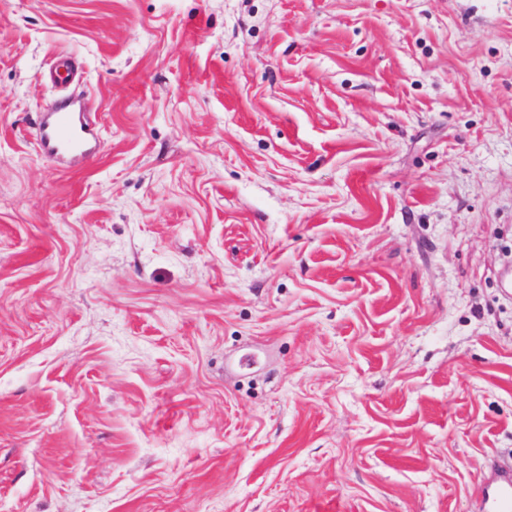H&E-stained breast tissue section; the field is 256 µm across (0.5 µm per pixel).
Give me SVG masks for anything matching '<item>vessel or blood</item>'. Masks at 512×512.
<instances>
[{"label": "vessel or blood", "mask_w": 512, "mask_h": 512, "mask_svg": "<svg viewBox=\"0 0 512 512\" xmlns=\"http://www.w3.org/2000/svg\"><path fill=\"white\" fill-rule=\"evenodd\" d=\"M43 152L48 160L58 161L69 155L92 156L91 127L83 117L79 97L54 100L44 111L41 120ZM483 512H512V467L501 468V479L493 491L483 494Z\"/></svg>", "instance_id": "b4317fda"}]
</instances>
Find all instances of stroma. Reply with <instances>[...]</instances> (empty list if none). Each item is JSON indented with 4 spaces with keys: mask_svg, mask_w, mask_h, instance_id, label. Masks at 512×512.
Instances as JSON below:
<instances>
[{
    "mask_svg": "<svg viewBox=\"0 0 512 512\" xmlns=\"http://www.w3.org/2000/svg\"><path fill=\"white\" fill-rule=\"evenodd\" d=\"M510 268L512 0H0V512H481ZM92 128L84 120L83 104L78 96L54 100L41 120L43 152L56 162L68 155L89 158L95 152Z\"/></svg>",
    "mask_w": 512,
    "mask_h": 512,
    "instance_id": "1",
    "label": "stroma"
}]
</instances>
